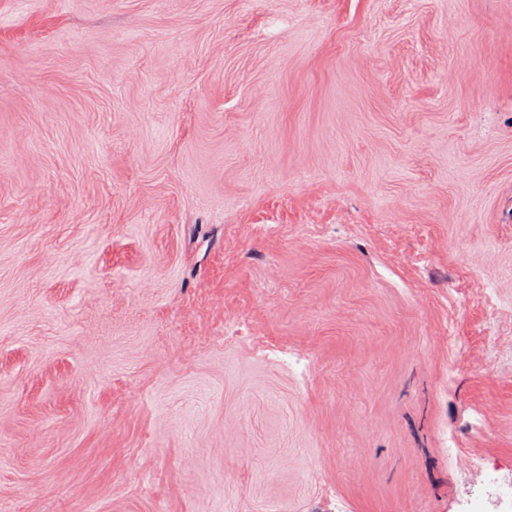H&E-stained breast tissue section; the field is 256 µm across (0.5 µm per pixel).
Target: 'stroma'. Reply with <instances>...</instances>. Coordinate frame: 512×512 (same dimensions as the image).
<instances>
[{
    "label": "stroma",
    "mask_w": 512,
    "mask_h": 512,
    "mask_svg": "<svg viewBox=\"0 0 512 512\" xmlns=\"http://www.w3.org/2000/svg\"><path fill=\"white\" fill-rule=\"evenodd\" d=\"M511 364L512 0H0V512H460Z\"/></svg>",
    "instance_id": "stroma-1"
}]
</instances>
